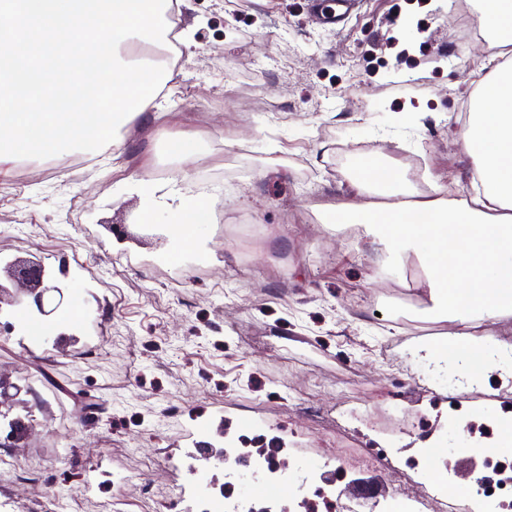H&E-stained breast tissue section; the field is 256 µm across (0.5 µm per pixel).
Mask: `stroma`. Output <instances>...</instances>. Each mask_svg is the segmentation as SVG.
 <instances>
[{"mask_svg":"<svg viewBox=\"0 0 512 512\" xmlns=\"http://www.w3.org/2000/svg\"><path fill=\"white\" fill-rule=\"evenodd\" d=\"M190 2L193 37L172 95L119 131L110 159L78 169L28 160L0 177V260L33 256L51 272L71 248L84 259L67 282L58 342H0V372L52 408L29 406L21 465L57 512H97L107 500L152 512L98 482L80 450L111 449L133 485L151 460L156 499L179 512L164 449L258 424L271 444L298 434L310 466L326 448L352 458L392 449L396 470L359 474L390 493L427 425L440 429L439 452L461 446L443 415L449 395L481 408L492 394L503 417L512 391L413 361L422 325L449 333L452 324L427 315L426 299L402 308L398 288L418 282L382 274L378 242L365 233L352 242L324 214L365 200V157L397 168L420 154L438 193L473 192L462 109L493 58L512 67V46L480 35L452 47L462 6L477 0H362L334 27L313 21L306 0ZM169 138L192 159H172ZM211 160L223 189L199 177ZM159 173L223 200L225 214L253 216L264 236L249 244L209 223L188 254L173 252L168 211L133 189ZM112 224L126 226V240ZM88 341L98 356L82 355Z\"/></svg>","mask_w":512,"mask_h":512,"instance_id":"obj_1","label":"stroma"}]
</instances>
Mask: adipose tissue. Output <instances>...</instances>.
I'll list each match as a JSON object with an SVG mask.
<instances>
[{"label": "adipose tissue", "instance_id": "obj_1", "mask_svg": "<svg viewBox=\"0 0 512 512\" xmlns=\"http://www.w3.org/2000/svg\"><path fill=\"white\" fill-rule=\"evenodd\" d=\"M189 0H0V165L53 156L66 147L96 154L106 130L139 124L172 92L168 65L140 55L168 39L185 44ZM493 42L512 44V0H480ZM478 158L481 194L420 201L397 197V177L375 166L362 177L376 200L334 207L335 224H357L385 250V266L415 257L426 275L430 311L454 334L422 338L418 358L458 366L480 380L489 367L512 378V347L475 331L512 317V68L485 79L461 132ZM137 189L172 213L181 245L207 221L204 198L143 179Z\"/></svg>", "mask_w": 512, "mask_h": 512}]
</instances>
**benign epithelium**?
Wrapping results in <instances>:
<instances>
[{
  "mask_svg": "<svg viewBox=\"0 0 512 512\" xmlns=\"http://www.w3.org/2000/svg\"><path fill=\"white\" fill-rule=\"evenodd\" d=\"M65 304L64 289L46 272L36 258H16L0 267V313L7 306L13 312L31 311L50 322ZM31 389L10 381L0 372V447L16 448L29 431V422L10 413L21 394Z\"/></svg>",
  "mask_w": 512,
  "mask_h": 512,
  "instance_id": "obj_1",
  "label": "benign epithelium"
}]
</instances>
